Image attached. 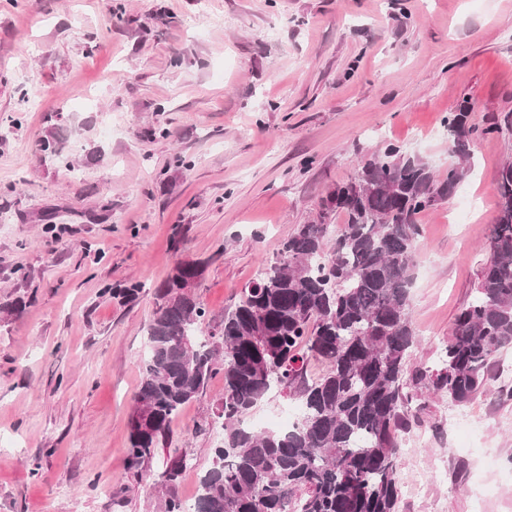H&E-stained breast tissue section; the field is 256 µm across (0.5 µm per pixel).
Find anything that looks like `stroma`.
I'll return each instance as SVG.
<instances>
[{"instance_id": "stroma-1", "label": "stroma", "mask_w": 512, "mask_h": 512, "mask_svg": "<svg viewBox=\"0 0 512 512\" xmlns=\"http://www.w3.org/2000/svg\"><path fill=\"white\" fill-rule=\"evenodd\" d=\"M464 102L482 130L471 167L418 217L414 367L432 365L487 259L512 161V134L488 130L512 115V0H0V512H159L172 449L195 496L222 375L142 476L124 470L156 288L204 262L199 329L217 331L360 157L393 144L447 175L445 120ZM122 282L136 301L112 299ZM499 385L462 425L428 400L402 442L398 512H473L478 491L483 512H512Z\"/></svg>"}]
</instances>
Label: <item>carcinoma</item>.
Wrapping results in <instances>:
<instances>
[{
  "mask_svg": "<svg viewBox=\"0 0 512 512\" xmlns=\"http://www.w3.org/2000/svg\"><path fill=\"white\" fill-rule=\"evenodd\" d=\"M456 162L441 178L423 158L387 145L321 199L263 265L219 331L200 341L202 267L176 265L155 291L147 354L129 418L125 466L135 476L167 444L180 409L224 377V438L200 477L194 512H398L402 434L431 395L466 405L484 392L495 358L512 348V163L498 170L497 216L471 300L436 364L408 366L418 215L450 198L471 164L468 106L446 120ZM344 222L329 236V220ZM321 366L315 377L311 365ZM298 401L284 431L243 427L269 394ZM184 456L161 473L160 512H185Z\"/></svg>",
  "mask_w": 512,
  "mask_h": 512,
  "instance_id": "obj_1",
  "label": "carcinoma"
}]
</instances>
